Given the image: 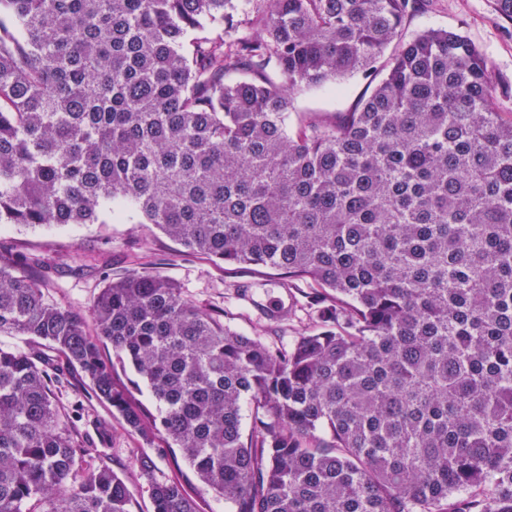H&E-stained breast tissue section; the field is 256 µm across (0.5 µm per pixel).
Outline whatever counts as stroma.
Returning a JSON list of instances; mask_svg holds the SVG:
<instances>
[{
	"instance_id": "1",
	"label": "stroma",
	"mask_w": 512,
	"mask_h": 512,
	"mask_svg": "<svg viewBox=\"0 0 512 512\" xmlns=\"http://www.w3.org/2000/svg\"><path fill=\"white\" fill-rule=\"evenodd\" d=\"M461 32L485 54L500 84L498 106L512 114V32L495 13L492 0H425L421 13L405 27L406 36L428 28ZM372 79L356 74L341 81L339 90L307 89L293 92L294 109L327 120L350 111ZM0 244L24 254H34L56 266L54 282L45 294L51 301L76 309L86 308L108 274L144 266L171 278L191 303L220 307L226 323L248 336L270 341H289L316 330V313L307 294L309 285L287 279L279 271L250 266L220 265L199 255L183 252L181 246L147 224L109 221L105 224H73L65 227L27 228L0 224ZM248 286V296H240V286ZM280 307L285 318L270 322L269 305ZM57 396L62 403L82 400L90 415L111 422L112 441L104 462L123 476L133 498L132 512H151L148 483L135 464L137 455L150 456L159 480L181 481L195 499L199 512H233L230 504L203 485L181 457L157 450L156 446L128 433L115 420L110 406L92 398L80 376Z\"/></svg>"
}]
</instances>
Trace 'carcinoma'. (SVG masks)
<instances>
[{
	"label": "carcinoma",
	"instance_id": "carcinoma-1",
	"mask_svg": "<svg viewBox=\"0 0 512 512\" xmlns=\"http://www.w3.org/2000/svg\"><path fill=\"white\" fill-rule=\"evenodd\" d=\"M419 2L0 0V224L133 215L321 301L273 344L135 268L51 302L0 247V335L29 343L0 346V512H132L111 425L58 403L74 370L235 512H512V118L467 37L403 40ZM360 72L342 118L290 121V91ZM137 462L152 512H197ZM104 355L111 358L115 364V371L119 382L127 389L129 394L138 401L144 409L150 414L156 416L158 414V403L152 396L146 383L129 367L123 366L114 357L112 348H105Z\"/></svg>",
	"mask_w": 512,
	"mask_h": 512
}]
</instances>
